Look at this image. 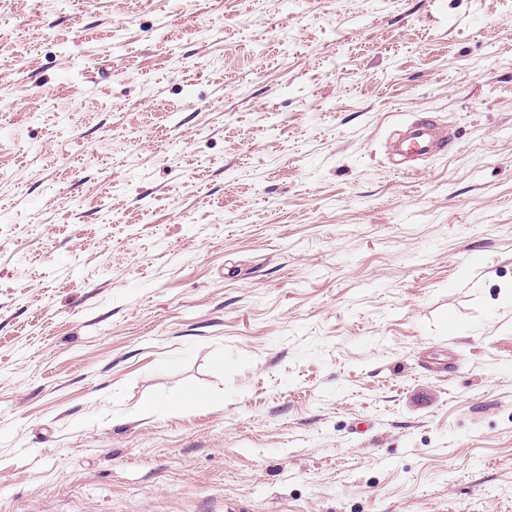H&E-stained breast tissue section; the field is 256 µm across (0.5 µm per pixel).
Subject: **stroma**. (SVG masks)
Returning <instances> with one entry per match:
<instances>
[{
    "instance_id": "1",
    "label": "stroma",
    "mask_w": 512,
    "mask_h": 512,
    "mask_svg": "<svg viewBox=\"0 0 512 512\" xmlns=\"http://www.w3.org/2000/svg\"><path fill=\"white\" fill-rule=\"evenodd\" d=\"M0 512H512V0H0ZM435 128L436 125L425 118L415 122L410 128L407 138L400 142L405 153L411 156L441 153L445 145L434 134Z\"/></svg>"
}]
</instances>
